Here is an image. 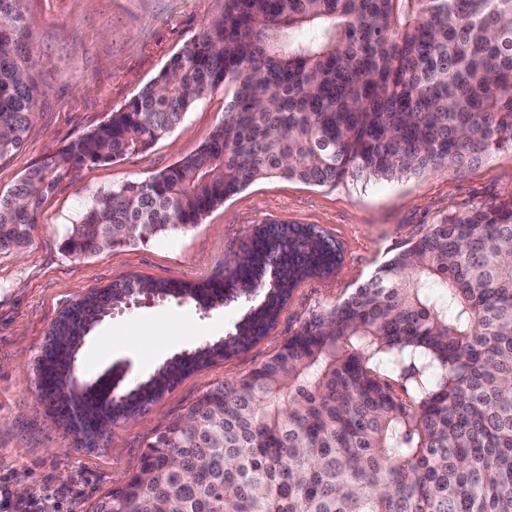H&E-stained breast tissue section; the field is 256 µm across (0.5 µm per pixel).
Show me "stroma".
I'll return each instance as SVG.
<instances>
[{"label": "stroma", "mask_w": 512, "mask_h": 512, "mask_svg": "<svg viewBox=\"0 0 512 512\" xmlns=\"http://www.w3.org/2000/svg\"><path fill=\"white\" fill-rule=\"evenodd\" d=\"M26 6L43 94L26 141L0 160V192L137 96L205 22L222 14L224 0H27ZM223 119L219 90L150 148L72 171L42 200L30 244L0 251V488L14 498L45 512H92L138 471L149 439L165 423L216 384L266 362L312 311L349 296L431 225L479 203L512 201V148L505 147L458 172L394 182L315 186L264 178L186 233L86 259L62 252L66 227L97 191L166 169L208 141ZM274 219L323 227L342 247L336 271L302 282L249 349L187 374L144 414L113 424L95 445L78 442L35 385V359L61 311L125 279H221L225 260ZM248 305L239 299L205 312L191 302L146 300L113 311L86 337L76 371L88 379L108 373L125 387L174 354L223 336Z\"/></svg>", "instance_id": "35a3bbf8"}]
</instances>
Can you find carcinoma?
<instances>
[{
  "label": "carcinoma",
  "instance_id": "1",
  "mask_svg": "<svg viewBox=\"0 0 512 512\" xmlns=\"http://www.w3.org/2000/svg\"><path fill=\"white\" fill-rule=\"evenodd\" d=\"M24 0H0V159L39 95ZM224 90L195 153L95 193L61 249L79 259L194 227L253 182L323 186L457 171L512 146V0H224V12L94 131L0 193V250L29 244L69 173L143 151ZM340 245L266 224L214 284L148 282L207 310L259 301L225 332L121 394L95 392L55 340L141 295L126 279L64 309L36 361L43 399L144 413L186 373L246 350ZM174 458L177 465L167 466ZM150 470L151 479L140 473ZM94 512H512V203L432 225L347 298L312 311L265 363L216 384L150 438L138 472Z\"/></svg>",
  "mask_w": 512,
  "mask_h": 512
}]
</instances>
